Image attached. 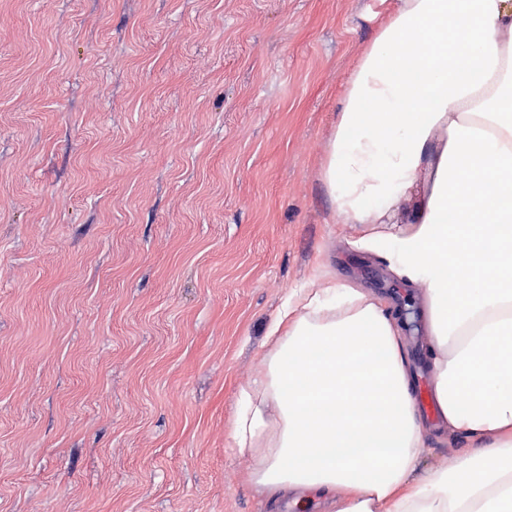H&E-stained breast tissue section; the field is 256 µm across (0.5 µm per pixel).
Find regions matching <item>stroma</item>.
I'll return each mask as SVG.
<instances>
[{"label":"stroma","mask_w":512,"mask_h":512,"mask_svg":"<svg viewBox=\"0 0 512 512\" xmlns=\"http://www.w3.org/2000/svg\"><path fill=\"white\" fill-rule=\"evenodd\" d=\"M395 0H0V512H271L229 445L296 288L424 294L319 179Z\"/></svg>","instance_id":"35a3bbf8"}]
</instances>
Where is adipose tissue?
Segmentation results:
<instances>
[{
  "label": "adipose tissue",
  "instance_id": "adipose-tissue-1",
  "mask_svg": "<svg viewBox=\"0 0 512 512\" xmlns=\"http://www.w3.org/2000/svg\"><path fill=\"white\" fill-rule=\"evenodd\" d=\"M320 179L425 291L426 362L445 428L429 452L397 317L349 285L292 290L231 445L268 499L336 512H512V0H397L340 100ZM430 443L432 453L422 464V469L425 471L449 465L457 449L463 448L464 446V441L450 432L443 437H438L434 434L431 435Z\"/></svg>",
  "mask_w": 512,
  "mask_h": 512
}]
</instances>
